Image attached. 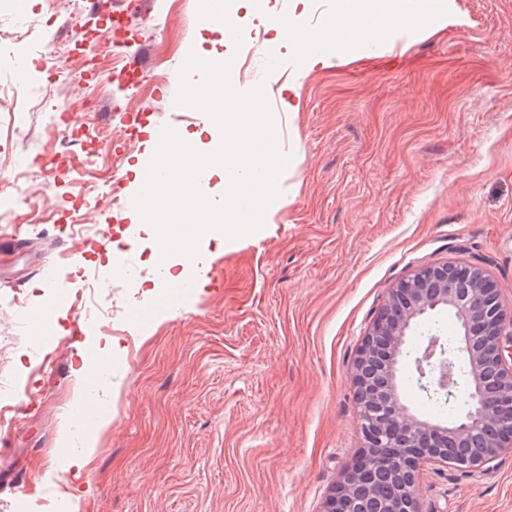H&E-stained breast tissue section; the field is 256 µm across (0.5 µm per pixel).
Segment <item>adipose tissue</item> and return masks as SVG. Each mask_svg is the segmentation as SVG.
<instances>
[{"label":"adipose tissue","mask_w":512,"mask_h":512,"mask_svg":"<svg viewBox=\"0 0 512 512\" xmlns=\"http://www.w3.org/2000/svg\"><path fill=\"white\" fill-rule=\"evenodd\" d=\"M405 15L393 11L388 0H336V15L319 37H312L300 23L292 18H277L269 23L276 41L285 46L300 47L305 51V62L314 66L330 65L332 53H344L351 45L350 28H359L364 35L374 36L385 27L407 24Z\"/></svg>","instance_id":"adipose-tissue-1"}]
</instances>
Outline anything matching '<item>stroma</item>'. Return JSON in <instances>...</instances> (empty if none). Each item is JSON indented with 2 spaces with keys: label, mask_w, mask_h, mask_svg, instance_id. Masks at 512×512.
<instances>
[{
  "label": "stroma",
  "mask_w": 512,
  "mask_h": 512,
  "mask_svg": "<svg viewBox=\"0 0 512 512\" xmlns=\"http://www.w3.org/2000/svg\"><path fill=\"white\" fill-rule=\"evenodd\" d=\"M398 5L414 27L309 68L263 17L295 13L315 31L336 0H257L220 46L200 0H142L106 40L89 0H0V85L18 100L0 112V178L32 186L0 218V512H320L363 452L350 368L389 289L473 263L512 306V0ZM46 43L64 44L59 69ZM121 45L141 76L118 64ZM210 48L244 71L243 92L269 93L286 202L258 235L211 240L204 284L139 326L162 305L163 271L128 240L129 165L181 111L188 57ZM85 93L101 110L66 123L99 136L64 147L51 108ZM110 253L129 286L110 287ZM44 260L68 269L65 295L42 287ZM47 322L62 334L34 344ZM112 343L111 365L78 380L82 357ZM401 376L413 413L451 418L418 390L412 358ZM90 390L111 391L96 406L111 422L82 466L56 465L61 444L82 452L67 409ZM420 488L421 512H512V454L475 476L426 465Z\"/></svg>",
  "instance_id": "stroma-1"
}]
</instances>
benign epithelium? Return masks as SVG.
Returning a JSON list of instances; mask_svg holds the SVG:
<instances>
[{
    "instance_id": "7a95c632",
    "label": "benign epithelium",
    "mask_w": 512,
    "mask_h": 512,
    "mask_svg": "<svg viewBox=\"0 0 512 512\" xmlns=\"http://www.w3.org/2000/svg\"><path fill=\"white\" fill-rule=\"evenodd\" d=\"M455 315L460 336L428 337L415 358L421 389L456 398V369L469 376L462 414L434 423L399 394L398 365L416 320L437 308ZM357 424L371 460L348 471L321 512H419V473L429 462L485 473L512 452V310L476 264L422 267L390 289L351 367Z\"/></svg>"
}]
</instances>
